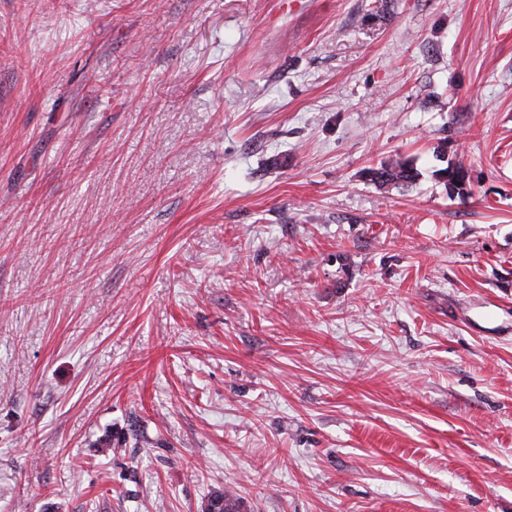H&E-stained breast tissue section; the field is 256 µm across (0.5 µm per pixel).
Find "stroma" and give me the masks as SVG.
Returning a JSON list of instances; mask_svg holds the SVG:
<instances>
[{
  "label": "stroma",
  "mask_w": 512,
  "mask_h": 512,
  "mask_svg": "<svg viewBox=\"0 0 512 512\" xmlns=\"http://www.w3.org/2000/svg\"><path fill=\"white\" fill-rule=\"evenodd\" d=\"M228 489L512 512V0H0V512ZM419 174L416 169L402 163H382L370 170L371 180L380 186H408L416 181Z\"/></svg>",
  "instance_id": "obj_1"
}]
</instances>
